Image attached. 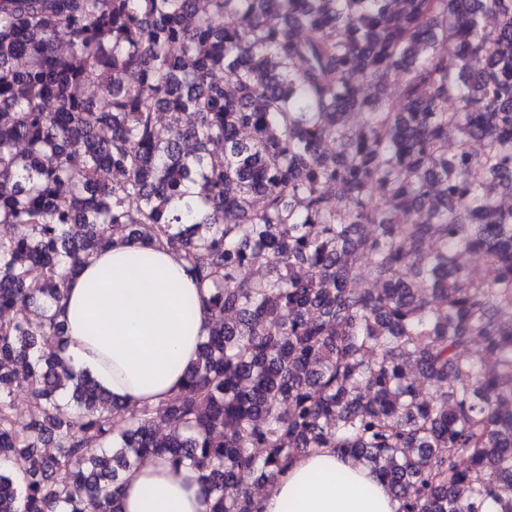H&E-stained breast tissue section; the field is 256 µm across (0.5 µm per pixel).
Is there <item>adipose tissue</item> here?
<instances>
[{
	"mask_svg": "<svg viewBox=\"0 0 512 512\" xmlns=\"http://www.w3.org/2000/svg\"><path fill=\"white\" fill-rule=\"evenodd\" d=\"M135 255L140 268L118 278ZM53 309L74 373L89 375L128 408L158 405L178 392L209 329L184 260L169 249L119 238L68 279ZM338 472L346 476L340 485L331 479ZM255 502L258 512L399 510L369 468L331 448L298 456ZM119 505L121 512H207L208 499L193 470L148 458L124 473Z\"/></svg>",
	"mask_w": 512,
	"mask_h": 512,
	"instance_id": "obj_1",
	"label": "adipose tissue"
}]
</instances>
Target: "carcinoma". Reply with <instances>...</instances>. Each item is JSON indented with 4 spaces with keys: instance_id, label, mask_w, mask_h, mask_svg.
Wrapping results in <instances>:
<instances>
[{
    "instance_id": "obj_1",
    "label": "carcinoma",
    "mask_w": 512,
    "mask_h": 512,
    "mask_svg": "<svg viewBox=\"0 0 512 512\" xmlns=\"http://www.w3.org/2000/svg\"><path fill=\"white\" fill-rule=\"evenodd\" d=\"M504 197L512 0H0V512H119L146 456L194 468L208 512H255L245 477L315 448L399 512H512ZM115 236L180 254L210 315L185 387L122 422L49 314Z\"/></svg>"
}]
</instances>
